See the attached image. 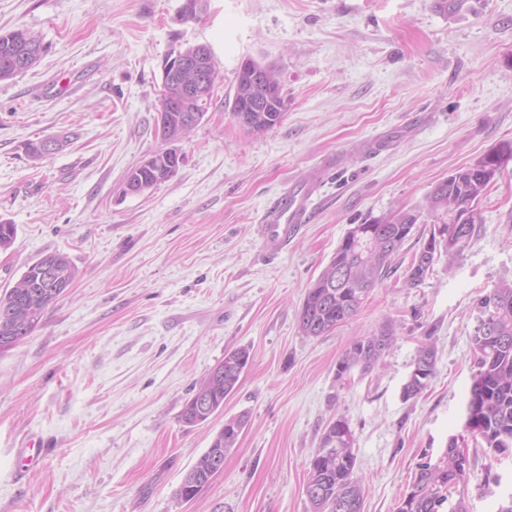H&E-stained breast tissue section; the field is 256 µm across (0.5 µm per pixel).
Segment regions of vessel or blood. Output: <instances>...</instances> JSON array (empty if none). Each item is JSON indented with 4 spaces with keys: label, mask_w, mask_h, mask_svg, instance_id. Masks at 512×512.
Instances as JSON below:
<instances>
[{
    "label": "vessel or blood",
    "mask_w": 512,
    "mask_h": 512,
    "mask_svg": "<svg viewBox=\"0 0 512 512\" xmlns=\"http://www.w3.org/2000/svg\"><path fill=\"white\" fill-rule=\"evenodd\" d=\"M312 185L303 184L276 198L264 211L258 226L260 236L271 246L284 249L295 238L300 225L312 214Z\"/></svg>",
    "instance_id": "obj_1"
}]
</instances>
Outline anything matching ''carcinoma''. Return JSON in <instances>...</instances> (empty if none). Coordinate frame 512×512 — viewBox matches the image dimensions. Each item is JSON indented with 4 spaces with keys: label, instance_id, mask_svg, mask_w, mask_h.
<instances>
[{
    "label": "carcinoma",
    "instance_id": "cac0c4a2",
    "mask_svg": "<svg viewBox=\"0 0 512 512\" xmlns=\"http://www.w3.org/2000/svg\"><path fill=\"white\" fill-rule=\"evenodd\" d=\"M43 47L24 28L0 34V81L18 75L7 63L22 58L36 64ZM168 96L175 104L172 112L161 113L158 131L167 143L179 140L192 130L188 123L198 124L205 117L212 98L199 100L186 96L180 84L168 86ZM232 116L249 130L263 133L278 126L284 117L285 100L274 66L257 60L242 62L235 79L234 94L229 103ZM512 154L498 149L486 154L475 164L462 167L435 184L426 197V210L434 226L456 234L453 218L457 211L470 212L469 224L461 241L449 253L459 254L467 246L477 223V203L489 184L501 173ZM170 150L161 149L147 157L125 175L124 182H135L145 190L169 180L177 171ZM420 214L400 211L388 224L367 220L360 224L371 230L369 248L381 251L377 258L366 254L361 246L342 240L318 278L308 288L298 316V329L307 337L322 336L355 317L373 289L385 276L391 257L418 224ZM49 264L56 273L54 280L39 277L40 267ZM77 270L68 256L52 252L28 265L17 283L0 298V348L11 347L31 335L46 312L73 284ZM477 319L492 325L490 333L474 331L470 337L476 354L473 375L465 407V425L477 428V436L486 448L498 455L512 451V284H503L482 296L476 303ZM393 331L387 327L375 336L354 342L336 367L341 379L359 367L372 368L390 349ZM250 350L240 347L224 353L223 375L204 378L193 389L180 414L183 424L201 423L224 407V399L237 388L240 377L250 364ZM434 348L425 346L418 352L414 369L403 387L407 399L422 393L435 375ZM349 427L343 418L325 427L307 472V481L316 490L311 499V512H362L363 491L355 478L357 457L349 445L334 454H324L331 434ZM238 432L221 429L211 445L184 475L178 496L193 498L207 486L224 466V449L236 445ZM458 442L453 437L448 448L435 462L418 465L411 489L407 512H469L464 497L453 498L464 484L469 465L458 461Z\"/></svg>",
    "mask_w": 512,
    "mask_h": 512
}]
</instances>
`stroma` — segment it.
<instances>
[{
	"mask_svg": "<svg viewBox=\"0 0 512 512\" xmlns=\"http://www.w3.org/2000/svg\"><path fill=\"white\" fill-rule=\"evenodd\" d=\"M0 0V32L45 46L0 82V296L28 264L66 253L78 270L39 327L0 349V512H309L307 469L327 424L354 436L363 512H396L419 463L464 436L469 512L512 501V454L465 435L475 305L512 283V160L478 204L461 254L436 256L406 287L431 227L416 225L351 320L298 329L307 289L347 232L421 210L433 186L512 143V0ZM204 44L221 78L184 161L137 196L125 173L163 149V62ZM273 64L287 109L275 129L241 126L227 105L246 59ZM68 137L39 160L27 143ZM316 184L311 221L283 250L256 232L288 187ZM392 327L369 371L337 378L355 341ZM429 386L403 387L422 345ZM247 347L223 411L188 427L195 384ZM247 424L224 467L190 501L177 489L225 422ZM39 461L21 470L27 448ZM500 485H486L487 473Z\"/></svg>",
	"mask_w": 512,
	"mask_h": 512,
	"instance_id": "obj_1",
	"label": "stroma"
}]
</instances>
